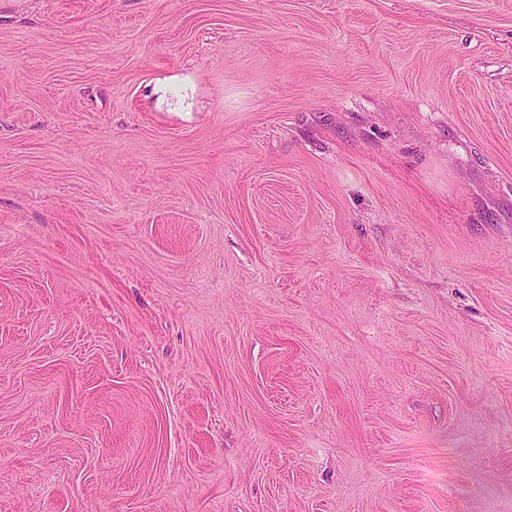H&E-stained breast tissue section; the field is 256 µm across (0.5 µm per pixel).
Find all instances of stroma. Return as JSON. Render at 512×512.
<instances>
[{
    "label": "stroma",
    "mask_w": 512,
    "mask_h": 512,
    "mask_svg": "<svg viewBox=\"0 0 512 512\" xmlns=\"http://www.w3.org/2000/svg\"><path fill=\"white\" fill-rule=\"evenodd\" d=\"M0 512H512V0H0ZM176 81V76H164L162 78H158L154 86V93L157 95L158 101L167 103L174 110L182 108L185 100L189 96V84L181 83L178 87H180L183 90L182 95L179 96L178 100L175 103L171 102V100H173V97L171 98L170 95L172 94L173 87L176 86Z\"/></svg>",
    "instance_id": "obj_1"
}]
</instances>
